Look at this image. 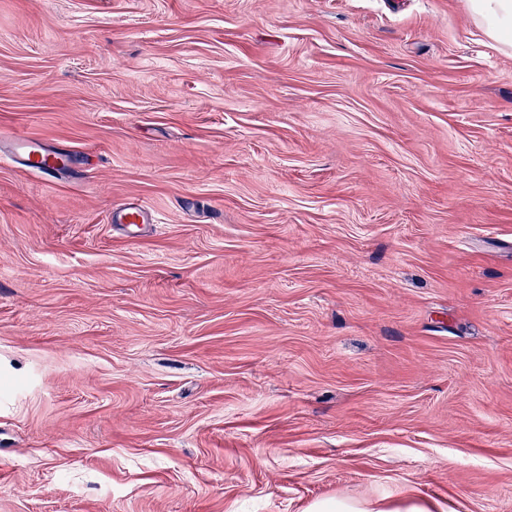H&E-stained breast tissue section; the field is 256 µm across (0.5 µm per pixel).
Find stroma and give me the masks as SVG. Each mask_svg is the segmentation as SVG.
<instances>
[{
	"mask_svg": "<svg viewBox=\"0 0 512 512\" xmlns=\"http://www.w3.org/2000/svg\"><path fill=\"white\" fill-rule=\"evenodd\" d=\"M0 132L77 160L0 141V512H512V48L469 0H0ZM11 158L29 172L43 175H53L64 171L69 166L71 158L65 153H50L41 146L26 138L16 136L11 141ZM57 155L64 158L61 162ZM309 512H370L359 503L351 501L347 498L336 497L314 503L310 506Z\"/></svg>",
	"mask_w": 512,
	"mask_h": 512,
	"instance_id": "stroma-1",
	"label": "stroma"
}]
</instances>
